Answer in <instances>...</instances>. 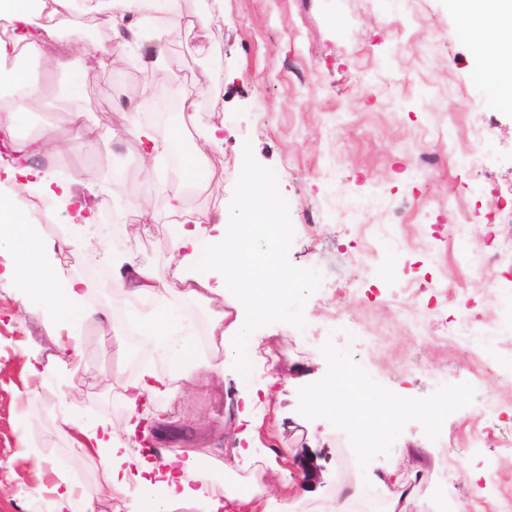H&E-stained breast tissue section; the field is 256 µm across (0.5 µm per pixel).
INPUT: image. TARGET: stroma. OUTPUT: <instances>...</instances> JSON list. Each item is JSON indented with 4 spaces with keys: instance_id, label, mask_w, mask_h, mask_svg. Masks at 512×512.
Listing matches in <instances>:
<instances>
[{
    "instance_id": "1",
    "label": "stroma",
    "mask_w": 512,
    "mask_h": 512,
    "mask_svg": "<svg viewBox=\"0 0 512 512\" xmlns=\"http://www.w3.org/2000/svg\"><path fill=\"white\" fill-rule=\"evenodd\" d=\"M186 17L211 19L208 30L167 24L161 33L142 30L130 39L126 23L105 14L93 26L66 18L51 46L66 67L46 70L42 57L22 68L45 87L23 111L0 112V129L17 141L46 132L62 142L39 157L41 166L82 190L96 179L104 198L146 202L142 222L131 208L114 211L108 225L92 226L96 253L67 251V272L84 279L88 300L105 310L147 311L151 299L129 296L112 284L113 253L133 249L139 261L169 283L170 201L182 186L174 175L148 176L139 147L119 132L128 112H145L153 77L146 67L115 63L110 72L85 67L76 41L112 53L131 42L150 58L164 42V65L180 77L208 75L198 98V116L168 113L157 135L182 129L179 151L198 143V123L221 127L222 148L208 152L213 177L196 190L192 205L219 223L240 201V146H250L251 164L278 190V207L290 227L280 253L282 266L299 272L287 312L254 324L266 364L254 382L277 375L278 407H264V431L256 454L287 449L286 466L312 453L320 478L282 493L270 482L271 512L289 502L292 512H326L331 499L370 475L408 478L420 471L409 512H512V426L483 408L486 398L512 406V342L494 349L483 365L463 355L438 315L420 299L398 297L405 278L425 272L448 284V313L468 311L484 319L512 307V273L495 269L502 286L463 276L461 258L485 246L488 229L467 224L463 236L435 239L436 229L457 224L461 211H483L491 191L512 192V111L484 104V89L472 76L474 48L456 34L449 0H183ZM77 85V97L66 87ZM80 108L89 138L85 153L69 141L70 108ZM434 155L419 173L420 155ZM362 210L352 211L354 202ZM404 222L398 239L383 237L374 271L360 260L366 225H389L396 207ZM137 224V239H119L118 226ZM419 331H412V324ZM52 362V377L32 376L27 356ZM341 364L352 366L372 388L410 403L401 423L372 453L359 455V436L336 417L310 409L308 396ZM170 376L165 359L143 347L118 345L95 326L75 338L48 320L40 298L21 295L0 281V512H55L50 486L75 481L95 500L96 512H141L136 486L116 496L98 492L97 472L60 432L68 414L90 429L122 426V394L144 368ZM233 381L198 368L173 394L150 404L170 425L163 450L192 459L209 474L235 467L241 430ZM447 400L441 428H428L424 411ZM46 489H35L36 481Z\"/></svg>"
}]
</instances>
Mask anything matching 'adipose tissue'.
Here are the masks:
<instances>
[{
  "mask_svg": "<svg viewBox=\"0 0 512 512\" xmlns=\"http://www.w3.org/2000/svg\"><path fill=\"white\" fill-rule=\"evenodd\" d=\"M73 4L74 0H0V19L11 30L9 40H0V57L15 48L42 53L46 39L56 32L58 20L71 13ZM452 7L460 38L475 49L473 74L484 88L486 103L493 108L512 109V0H453ZM113 9V19H127L132 33L151 13L173 22L183 17L181 0H114ZM41 93V87L21 69L0 65V102L8 101L10 111L23 109ZM124 133L139 144L142 166L149 172L157 171L181 140L176 127L165 137H157L134 112L125 115ZM18 148L26 152L29 165L0 162V243L8 244L20 259L0 272V281L24 283L41 298L54 322L72 333L79 326L99 322L101 312L87 302L85 282L67 274L57 251L62 246L91 251L82 230L93 221V209L87 201L97 198V184L87 181L84 189L88 199L77 201L68 181L35 164V157L49 151L47 142L33 139L19 143ZM25 188L37 189L72 206L70 222L75 233L63 245L44 239L38 220L20 208L18 196ZM170 212L175 219L170 261L179 272L182 294L204 299L213 292L211 278L221 282L225 308L212 320L210 333L219 338L224 359L211 364V371L221 376L226 365L238 366L236 389L244 406H251L262 396L272 397L276 377H268L269 388L261 394L250 379L259 347L252 325L288 307L300 280L298 273L283 271L278 263V252L288 239V226L278 213L274 186L256 174L250 164H243L240 206L225 215L214 236L205 229L207 216L196 213L181 197L173 198ZM112 280L137 296H154L168 289L166 282L128 252L113 255ZM180 319V314L164 304L137 319L150 352L177 369L196 361L194 339L176 333ZM169 391V378L148 369L142 371L125 388L124 426L102 427L90 434L88 443L79 444V452L96 465L101 491L108 495L122 492L132 477L141 489L145 512H267L261 500L266 478L269 473L279 472L280 466L272 458L256 463L250 455V444L259 440V418H249L241 434L246 446L238 451L249 475L242 487L225 490L220 499L207 485L193 483L191 461L166 456L161 462L151 463L132 454L125 438L134 433L142 418L139 401ZM310 405L332 413L349 430L363 433L369 443L380 421L399 423L409 408L407 402L374 392L361 375L347 367L339 368L312 392Z\"/></svg>",
  "mask_w": 512,
  "mask_h": 512,
  "instance_id": "obj_1",
  "label": "adipose tissue"
}]
</instances>
